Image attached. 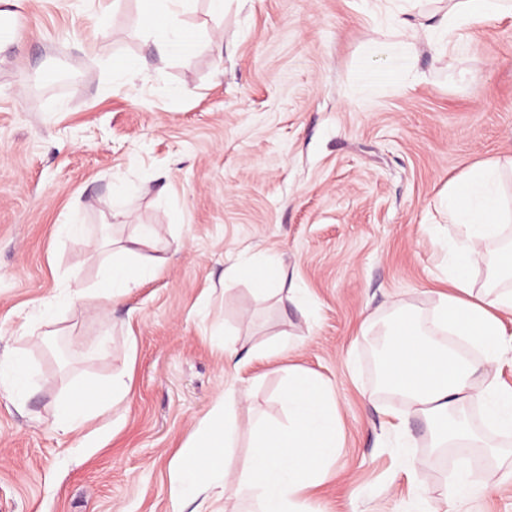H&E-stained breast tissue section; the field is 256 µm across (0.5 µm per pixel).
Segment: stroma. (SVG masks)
I'll list each match as a JSON object with an SVG mask.
<instances>
[{"label":"stroma","instance_id":"stroma-1","mask_svg":"<svg viewBox=\"0 0 512 512\" xmlns=\"http://www.w3.org/2000/svg\"><path fill=\"white\" fill-rule=\"evenodd\" d=\"M398 0H189L193 37L158 54L145 0H0V353L24 352L26 389L0 392V512H208L175 504V448L224 393L250 425L287 417L288 367L316 373L341 421L333 480L315 512H413L405 480L438 499L455 461L428 425L388 426L404 404L379 381L380 328L410 310L431 321L447 253L421 228L442 219L448 180L512 153V18L448 35L435 58L393 22ZM144 56L149 76L123 81ZM130 185L122 214L112 193ZM78 224L82 235L64 227ZM158 233L159 274L108 317L40 300L98 288L136 225ZM273 259L307 291L261 296L225 277ZM109 335L108 351L89 350ZM273 359L233 375L224 341ZM130 372L109 415L62 437L68 390ZM482 472L512 469V436L481 409Z\"/></svg>","mask_w":512,"mask_h":512}]
</instances>
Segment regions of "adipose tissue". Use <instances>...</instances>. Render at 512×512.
<instances>
[{
	"label": "adipose tissue",
	"instance_id": "ef3b65f1",
	"mask_svg": "<svg viewBox=\"0 0 512 512\" xmlns=\"http://www.w3.org/2000/svg\"><path fill=\"white\" fill-rule=\"evenodd\" d=\"M188 0H152L145 25L160 54L180 52L185 30L179 16ZM503 0H456L451 11L433 16L423 25V37L435 55L448 48V33L471 25L507 17ZM512 174V156L474 165L450 180L440 205L445 224L427 225V232L444 241L446 225L456 228L449 241L448 282L450 291L439 293L431 326L413 314L404 313L385 332V358L381 379L385 388L403 394L408 412L430 421L440 441L462 449L478 447L481 435L466 419L468 405L479 404L486 425L512 434V385L500 379V367L512 353V289H501L489 297L474 292L472 268L483 261L484 248L512 223V199L503 190V177ZM152 227L140 226L131 246L112 253L105 270L103 288H71L65 297L41 300L45 312L61 302L82 301L100 314L129 296L155 273L152 264L133 263L141 250L157 247ZM451 335L480 351L471 360L448 349L441 336ZM483 373L474 385L475 373ZM104 397L93 401L86 385L72 387L55 423L57 433L78 432L94 417L109 411L125 398L131 384L118 374L102 383ZM288 409L284 424L257 422L251 457L235 468L229 457L237 446L240 426L236 409L240 396L225 393L210 412L198 420L192 434L170 463V489L180 501L202 491L210 492L217 506L232 496L255 502L258 512H309L308 492L333 477L330 464L336 456V399L319 377L309 372H292L281 390Z\"/></svg>",
	"mask_w": 512,
	"mask_h": 512
}]
</instances>
